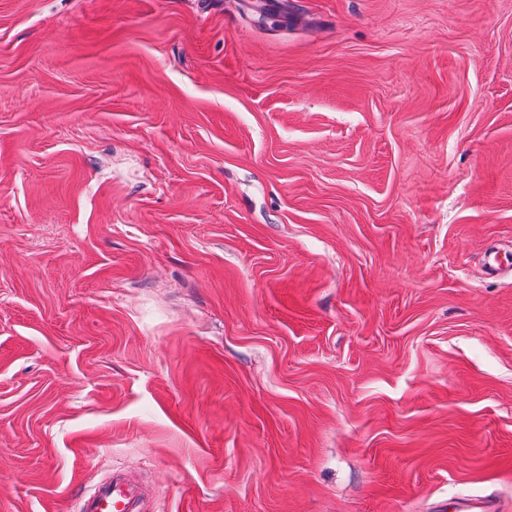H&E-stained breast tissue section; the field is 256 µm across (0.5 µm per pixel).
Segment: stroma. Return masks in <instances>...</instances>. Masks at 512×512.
<instances>
[{
  "instance_id": "1",
  "label": "stroma",
  "mask_w": 512,
  "mask_h": 512,
  "mask_svg": "<svg viewBox=\"0 0 512 512\" xmlns=\"http://www.w3.org/2000/svg\"><path fill=\"white\" fill-rule=\"evenodd\" d=\"M512 0H0V512H512ZM142 487L127 473L112 470L110 475L83 496L79 512H144Z\"/></svg>"
}]
</instances>
